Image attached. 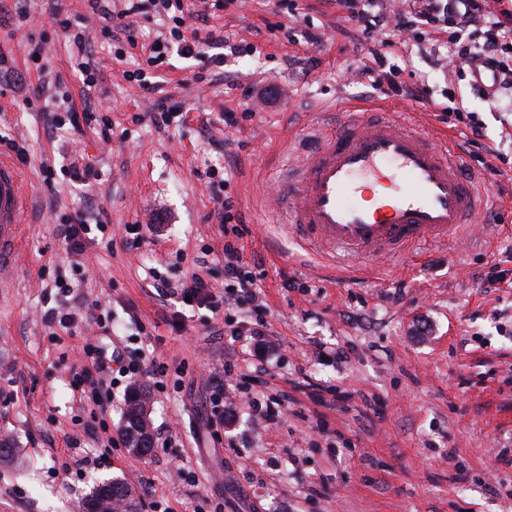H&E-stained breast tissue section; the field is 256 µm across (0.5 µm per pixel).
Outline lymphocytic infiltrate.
<instances>
[{
	"instance_id": "obj_1",
	"label": "lymphocytic infiltrate",
	"mask_w": 512,
	"mask_h": 512,
	"mask_svg": "<svg viewBox=\"0 0 512 512\" xmlns=\"http://www.w3.org/2000/svg\"><path fill=\"white\" fill-rule=\"evenodd\" d=\"M336 8L339 21L355 24L366 41L375 35L395 38L417 33L420 27L429 28L433 35L461 32L451 52L452 62H468L495 71L504 81L512 83V49L505 44L512 39V12L501 10L493 14L490 0H407L400 7L396 0H326ZM148 0H125L123 9L112 10L102 0H90L93 10L111 21L122 32L130 46H137L139 32L136 18L144 14ZM224 278L231 284L227 298L235 304L250 303L254 310L248 331L261 338L267 334L266 306L259 303L258 277L245 265L240 250L232 242L224 244ZM83 352L89 358V368L74 373L72 386L81 399L94 406H103L112 394V377L132 380L144 370L143 358L128 359L123 355H108L98 336L87 337Z\"/></svg>"
}]
</instances>
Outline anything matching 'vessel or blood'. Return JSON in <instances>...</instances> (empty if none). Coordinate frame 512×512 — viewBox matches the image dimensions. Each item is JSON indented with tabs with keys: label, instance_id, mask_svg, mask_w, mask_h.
I'll list each match as a JSON object with an SVG mask.
<instances>
[{
	"label": "vessel or blood",
	"instance_id": "obj_1",
	"mask_svg": "<svg viewBox=\"0 0 512 512\" xmlns=\"http://www.w3.org/2000/svg\"><path fill=\"white\" fill-rule=\"evenodd\" d=\"M22 202L17 169L0 161L1 267L18 253ZM487 202L458 153L386 112L321 134L313 151L288 165L278 215L307 245L370 259L453 240Z\"/></svg>",
	"mask_w": 512,
	"mask_h": 512
}]
</instances>
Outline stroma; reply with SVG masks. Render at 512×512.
Masks as SVG:
<instances>
[{
    "label": "stroma",
    "mask_w": 512,
    "mask_h": 512,
    "mask_svg": "<svg viewBox=\"0 0 512 512\" xmlns=\"http://www.w3.org/2000/svg\"><path fill=\"white\" fill-rule=\"evenodd\" d=\"M183 3L208 15L187 19L185 38L208 27L245 45L221 74L202 64L220 53L213 44L187 58L172 40L147 65L87 0H0V136L27 149L16 162L27 192L24 240L15 265L0 269L10 282L0 288V435L20 450L0 462V512H77L95 483L112 477L129 484L140 512L155 500L176 512H512V87L481 93L470 74L439 66L451 50L445 37L424 35L375 48L399 80L425 84L435 107L386 98L350 80L367 50L355 25L318 0H296L291 14L274 0ZM58 13L89 37L93 86L71 65ZM33 41L46 50L41 76L27 58ZM140 70L185 121L151 122L157 95L124 77ZM61 92L83 115L79 129L54 126ZM443 102L474 113L484 138L470 140L439 111ZM357 103L412 114L421 130L447 135L495 209L418 257L335 263L303 249L277 221L274 181L316 128L347 120ZM228 108L243 115L237 127L222 121ZM489 147L504 158L493 171L481 164ZM79 160L97 172L84 184L66 174ZM226 194L268 306L260 344L231 340L224 310L181 305L155 286L200 269L223 290L225 228L214 211ZM83 209L110 224L117 243L86 246L78 273L57 219ZM128 224L141 227L133 250L118 243ZM492 272L503 283L484 287ZM287 279L295 287H284ZM63 304L111 315L130 352L165 366L164 391L154 390L152 373L138 378L152 389L148 455L120 444L99 461L81 425L90 410L68 378L84 365L87 325L54 341L45 324ZM229 362L259 400L283 395L279 425L231 406L212 439V386ZM312 384L320 400L308 397ZM177 461L196 483L175 476Z\"/></svg>",
    "instance_id": "35a3bbf8"
}]
</instances>
